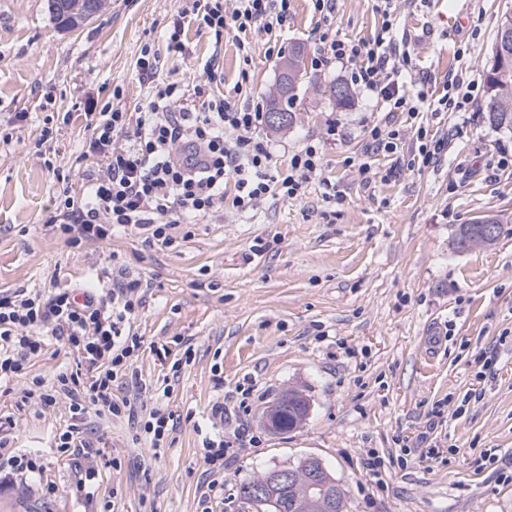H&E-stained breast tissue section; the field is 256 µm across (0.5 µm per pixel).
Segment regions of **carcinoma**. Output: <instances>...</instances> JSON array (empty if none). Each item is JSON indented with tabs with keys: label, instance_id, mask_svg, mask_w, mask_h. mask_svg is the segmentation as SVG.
I'll list each match as a JSON object with an SVG mask.
<instances>
[{
	"label": "carcinoma",
	"instance_id": "carcinoma-1",
	"mask_svg": "<svg viewBox=\"0 0 512 512\" xmlns=\"http://www.w3.org/2000/svg\"><path fill=\"white\" fill-rule=\"evenodd\" d=\"M106 0H48V11L57 24L65 28H76L89 19V11H101ZM293 72L288 80L278 78L276 90L271 92L266 102V112L278 108L288 114V121H293L291 105L296 99V89L305 74L304 52L295 48L289 57ZM485 81L488 98L485 105L488 120L496 127L512 131V31L504 33L497 30L494 43V60L486 70ZM290 405L284 417L281 429L299 428L309 412L307 399L299 391L288 390ZM310 458H305L289 469L297 473L296 480L288 486V492L279 495L270 505L261 506L262 512H326V496L308 488L306 468ZM321 483L327 490L335 493L337 512H345V500L342 489L326 466H321Z\"/></svg>",
	"mask_w": 512,
	"mask_h": 512
}]
</instances>
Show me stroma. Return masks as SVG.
Here are the masks:
<instances>
[{
	"instance_id": "35a3bbf8",
	"label": "stroma",
	"mask_w": 512,
	"mask_h": 512,
	"mask_svg": "<svg viewBox=\"0 0 512 512\" xmlns=\"http://www.w3.org/2000/svg\"><path fill=\"white\" fill-rule=\"evenodd\" d=\"M186 0H110L83 26H59L47 0H0V290L49 294L95 291L111 306L112 274L148 281L128 323L143 346L135 360L151 394L144 410L172 414L165 447L152 449L126 416L95 417L85 448L56 443L72 420L66 398L52 406L23 398L33 381L77 371V353L48 338L22 378L0 385V418L10 419L5 455L34 453L35 476L0 481V512H252L240 484L260 472L315 457L340 485L348 512H512V133L492 125L484 99L461 112H426L423 125L447 146L422 166L416 134L396 153H371L364 130L384 118L368 93L336 104L328 88L344 80L335 66L307 70L293 123L260 125L272 163L336 119L339 138L324 146L326 175L344 198L326 201L310 185L299 200L268 198L242 213L178 227L169 247L129 227L98 241L70 243L48 225L64 187L77 185L86 135L83 104L119 94L125 111L145 103L149 82L136 67L143 46L160 59L157 80L204 78L209 34L189 29L188 49L171 56L163 38ZM377 0H336L340 37L374 36ZM396 39L410 54L409 75L434 95L455 76L483 81L497 29L512 0H400ZM319 16L311 0H291L272 33L253 34L243 65L225 37L219 72L233 84L248 68L244 101L265 103L291 48L316 55ZM28 113L13 124L14 113ZM73 115L52 149L38 152L45 119ZM377 171L363 185L356 160ZM487 214L506 222L496 244L462 250L455 231ZM196 356L181 363L182 341ZM166 348L159 360L157 348ZM250 389L245 407L213 408L225 392ZM299 389L310 412L278 433L263 411ZM243 427L224 470V492L206 497L213 475L203 459L208 434ZM497 449L494 465L481 461ZM382 462L370 476L364 462Z\"/></svg>"
}]
</instances>
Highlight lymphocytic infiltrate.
<instances>
[{
    "label": "lymphocytic infiltrate",
    "mask_w": 512,
    "mask_h": 512,
    "mask_svg": "<svg viewBox=\"0 0 512 512\" xmlns=\"http://www.w3.org/2000/svg\"><path fill=\"white\" fill-rule=\"evenodd\" d=\"M167 31V48L183 53L186 23L213 35L215 41L234 36L245 65L232 93L213 85L217 65H209L206 80L185 86L156 81L159 59L144 47L137 61L143 78L153 80L151 97L139 115L112 103H85L90 132L78 162L83 163L80 187H65L50 221L73 243L104 240L120 227L143 230L149 241L171 246V229L232 204L239 211L256 209L267 197L299 199L309 184L322 186L326 199L337 196L336 186L325 175L323 147L335 139L336 122L328 120L322 137L303 143L288 159V171L270 174L272 155L255 133L263 122L260 105L237 104L249 78L252 61L250 37L271 31L288 15L290 0H189ZM325 27L318 36L314 69L333 64L346 66L352 85L374 94L387 111L417 119L428 100L424 82H407L402 71L409 54L393 38L396 22L394 0H380L382 25L367 40L338 37L331 22L335 0H313ZM199 105L186 107L187 96ZM233 182L234 195L225 199L224 185ZM138 279L114 282L112 307L104 309L96 294L76 298L72 290L41 298L16 288L0 291V381L25 373V362L41 351L44 340L35 330L50 325L53 336L66 340L87 364L89 376L60 373L55 384L27 390V397L51 406L66 396L76 420L90 414L120 416L133 413L129 399L117 397L113 388L131 386L145 393L147 385L134 369L132 357L141 348L139 337L124 331L134 312Z\"/></svg>",
    "instance_id": "lymphocytic-infiltrate-1"
}]
</instances>
